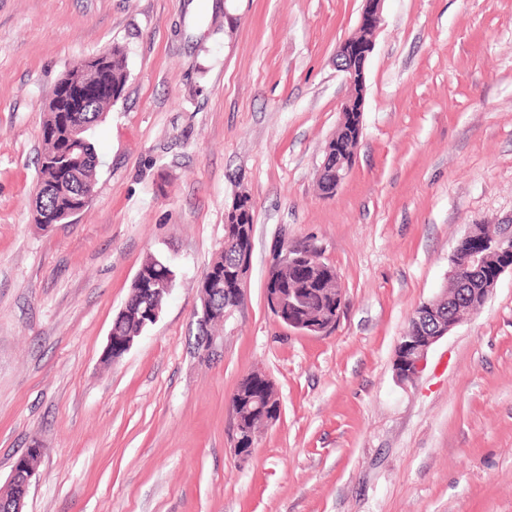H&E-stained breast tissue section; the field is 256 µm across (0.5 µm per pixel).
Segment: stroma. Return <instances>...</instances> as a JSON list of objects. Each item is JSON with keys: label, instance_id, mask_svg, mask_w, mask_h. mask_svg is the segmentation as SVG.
<instances>
[{"label": "stroma", "instance_id": "obj_1", "mask_svg": "<svg viewBox=\"0 0 512 512\" xmlns=\"http://www.w3.org/2000/svg\"><path fill=\"white\" fill-rule=\"evenodd\" d=\"M362 0H0V486L42 453L26 512H512V272L401 382L415 310L474 224L512 221V0H385L362 138L335 196L317 178L350 92L334 53ZM129 78L93 130L69 224H34L44 104L112 45ZM253 253L223 347L195 349L224 213ZM313 240L345 305L322 335L264 303L284 242ZM150 255L174 286L115 363L112 322ZM275 384L242 460L228 400Z\"/></svg>", "mask_w": 512, "mask_h": 512}]
</instances>
